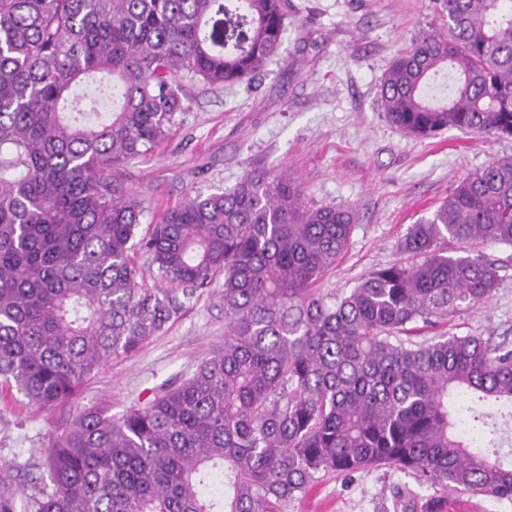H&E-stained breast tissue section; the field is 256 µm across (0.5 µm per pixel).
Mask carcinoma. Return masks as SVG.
Returning a JSON list of instances; mask_svg holds the SVG:
<instances>
[{
  "label": "carcinoma",
  "instance_id": "carcinoma-1",
  "mask_svg": "<svg viewBox=\"0 0 512 512\" xmlns=\"http://www.w3.org/2000/svg\"><path fill=\"white\" fill-rule=\"evenodd\" d=\"M438 2L450 36L394 58L385 117L512 137V0ZM286 20L285 0H0V381L51 411L161 332L177 306L139 281L136 246L186 296L224 276V345L120 418L79 409L30 512H285L321 475L369 467L512 502V450L460 405L500 402L512 422V341L405 339L498 288L495 263L440 242L512 245V157L459 180L409 227L405 260L334 299L316 284L354 211L307 205L286 170L189 194L135 240L143 208L117 173L169 136L184 80L249 82Z\"/></svg>",
  "mask_w": 512,
  "mask_h": 512
}]
</instances>
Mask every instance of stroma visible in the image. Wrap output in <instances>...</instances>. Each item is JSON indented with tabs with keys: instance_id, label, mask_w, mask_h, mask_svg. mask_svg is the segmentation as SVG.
I'll use <instances>...</instances> for the list:
<instances>
[{
	"instance_id": "stroma-1",
	"label": "stroma",
	"mask_w": 512,
	"mask_h": 512,
	"mask_svg": "<svg viewBox=\"0 0 512 512\" xmlns=\"http://www.w3.org/2000/svg\"><path fill=\"white\" fill-rule=\"evenodd\" d=\"M447 30L437 0H288L284 41L259 79L230 88L185 82L186 109L169 139L127 165L124 184L142 201L140 232L187 193L232 188L247 169L264 167L295 173L308 205L349 204L357 213L346 252L318 283L322 295H345L371 271L401 261L398 243L410 225L430 218L461 178L512 156V138L452 128L413 137L382 112L379 88L391 60L416 38ZM443 247L495 261L501 281L487 301L458 309L424 335L512 339V246ZM223 283L219 277L201 293L177 295L165 328L84 380L78 404L117 418L191 374L224 343ZM73 413L70 406L39 411L16 389L0 388V467L10 475L0 495L38 494L47 482L43 450ZM397 484L443 503L449 497L370 468L325 475L287 512H393Z\"/></svg>"
}]
</instances>
